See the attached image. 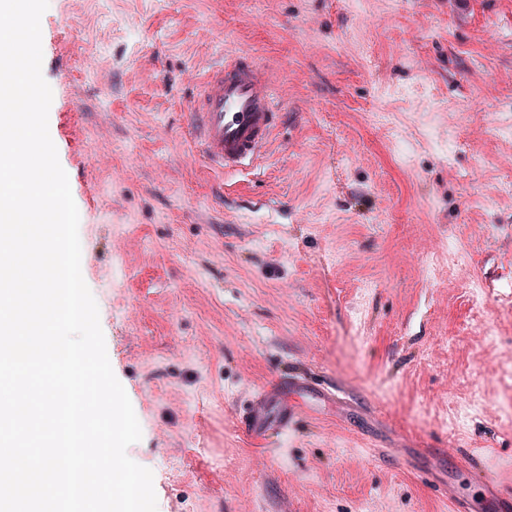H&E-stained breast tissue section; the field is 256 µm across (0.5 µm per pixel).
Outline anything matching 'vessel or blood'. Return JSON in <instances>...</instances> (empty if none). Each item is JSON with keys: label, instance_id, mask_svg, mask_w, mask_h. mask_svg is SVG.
Instances as JSON below:
<instances>
[{"label": "vessel or blood", "instance_id": "obj_1", "mask_svg": "<svg viewBox=\"0 0 512 512\" xmlns=\"http://www.w3.org/2000/svg\"><path fill=\"white\" fill-rule=\"evenodd\" d=\"M279 117L265 68L241 52L225 56L203 76L189 132L210 166L238 170L261 159ZM284 388V383L273 384L254 404L245 425L248 434L261 436L268 427L285 430L295 424L288 408L271 407Z\"/></svg>", "mask_w": 512, "mask_h": 512}]
</instances>
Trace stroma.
<instances>
[{"label": "stroma", "mask_w": 512, "mask_h": 512, "mask_svg": "<svg viewBox=\"0 0 512 512\" xmlns=\"http://www.w3.org/2000/svg\"><path fill=\"white\" fill-rule=\"evenodd\" d=\"M41 32L157 512L484 498L452 458L512 459V0H49ZM233 52L283 116L257 164L221 172L187 114ZM293 375L298 423L248 436ZM285 386L286 383L282 382L273 384L267 393L254 404L248 423H245L244 427L248 434L255 437L262 436L271 424L279 430H286L295 424L297 417L288 407L278 406L277 418L271 419V403L279 398Z\"/></svg>", "instance_id": "1"}]
</instances>
